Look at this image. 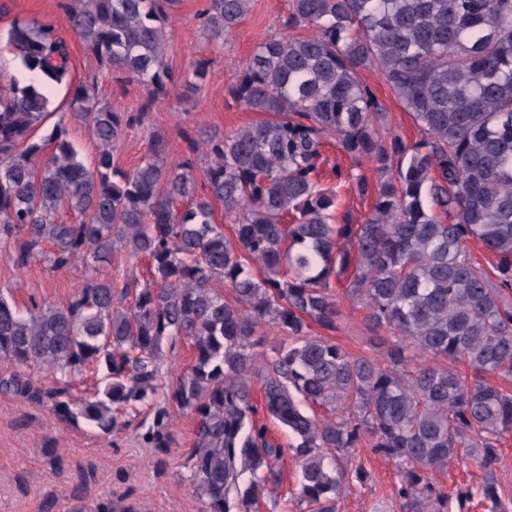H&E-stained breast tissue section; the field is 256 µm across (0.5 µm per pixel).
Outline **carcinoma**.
Returning <instances> with one entry per match:
<instances>
[{
	"label": "carcinoma",
	"instance_id": "1",
	"mask_svg": "<svg viewBox=\"0 0 512 512\" xmlns=\"http://www.w3.org/2000/svg\"><path fill=\"white\" fill-rule=\"evenodd\" d=\"M78 2L70 29L140 82L148 101L134 115L100 105L72 81L53 24L14 22L7 45L38 80L0 92V244H15L19 270L89 259L117 271L87 278L63 306L21 313L0 293V359L24 368L0 377V392L65 423L138 431L159 453L175 443V417L192 416L184 468L201 512H252L279 491L288 451L300 512H337L346 476L337 462L365 439L395 460L405 512H438L428 474L461 456L483 478L459 500L477 494L489 512H512L496 476L512 390L488 379L512 382V0H292L288 27L316 33L256 47L231 94L271 119L207 137L202 195L191 163L166 164L159 136L129 172L112 167L108 149L172 80L164 6L176 0ZM249 4L207 0L209 40L223 45ZM368 66L420 141L376 136L384 112L360 79ZM56 84L105 146L91 164L77 158L62 117L47 138H27ZM329 137L387 176L359 224L336 223L338 191L315 180ZM48 143L54 152L37 175ZM215 200L233 241L214 220ZM66 213L81 221H61ZM471 239L495 257L491 270L471 259ZM122 252L145 256L150 279L120 273ZM347 272L349 295L387 333L378 359L310 335L312 322L336 329L330 280ZM266 323L280 333L269 346ZM182 340L194 359L169 381L163 344ZM271 422L293 443L277 442Z\"/></svg>",
	"mask_w": 512,
	"mask_h": 512
}]
</instances>
